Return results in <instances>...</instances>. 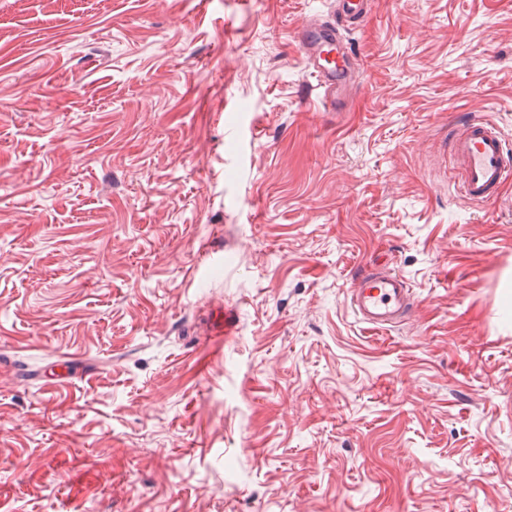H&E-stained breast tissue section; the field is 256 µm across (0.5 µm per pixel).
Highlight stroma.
<instances>
[{
    "mask_svg": "<svg viewBox=\"0 0 512 512\" xmlns=\"http://www.w3.org/2000/svg\"><path fill=\"white\" fill-rule=\"evenodd\" d=\"M0 0V512H512V0ZM402 274L372 330L348 293ZM304 60L320 90L322 105L342 108L349 86L352 54L336 23L307 21L297 32ZM451 160L450 178L467 202L497 197L512 181L510 143L495 123L472 118L459 123L445 155ZM349 304L358 319L375 330L403 321L413 308L406 278L388 269H373L351 289Z\"/></svg>",
    "mask_w": 512,
    "mask_h": 512,
    "instance_id": "obj_1",
    "label": "stroma"
}]
</instances>
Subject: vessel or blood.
I'll return each instance as SVG.
<instances>
[{"mask_svg": "<svg viewBox=\"0 0 512 512\" xmlns=\"http://www.w3.org/2000/svg\"><path fill=\"white\" fill-rule=\"evenodd\" d=\"M304 60L317 81L324 107L342 108L349 86L352 54L335 24L305 22L297 32ZM450 178L468 202L497 197L512 182V144L495 123L472 118L459 123L450 140ZM349 304L358 319L375 330L403 321L413 308L406 278L374 269L351 289Z\"/></svg>", "mask_w": 512, "mask_h": 512, "instance_id": "1", "label": "vessel or blood"}]
</instances>
